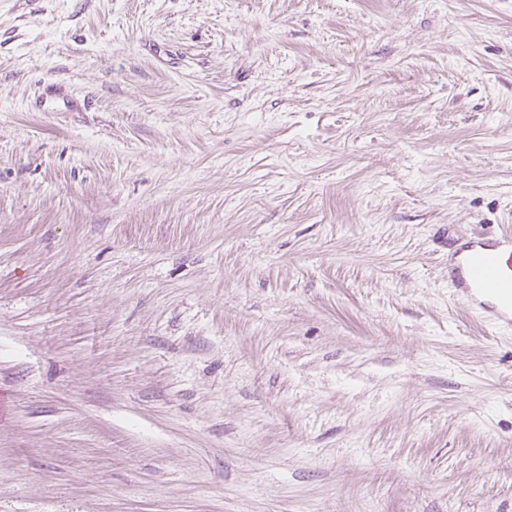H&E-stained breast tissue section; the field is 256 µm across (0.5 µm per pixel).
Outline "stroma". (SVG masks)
Returning <instances> with one entry per match:
<instances>
[{"mask_svg":"<svg viewBox=\"0 0 512 512\" xmlns=\"http://www.w3.org/2000/svg\"><path fill=\"white\" fill-rule=\"evenodd\" d=\"M512 0H0V512H512ZM448 285L477 321L512 326V231L456 244Z\"/></svg>","mask_w":512,"mask_h":512,"instance_id":"stroma-1","label":"stroma"}]
</instances>
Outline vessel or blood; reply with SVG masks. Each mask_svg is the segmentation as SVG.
Instances as JSON below:
<instances>
[{"label": "vessel or blood", "instance_id": "vessel-or-blood-1", "mask_svg": "<svg viewBox=\"0 0 512 512\" xmlns=\"http://www.w3.org/2000/svg\"><path fill=\"white\" fill-rule=\"evenodd\" d=\"M448 285L477 321L512 326V231L457 244Z\"/></svg>", "mask_w": 512, "mask_h": 512}]
</instances>
